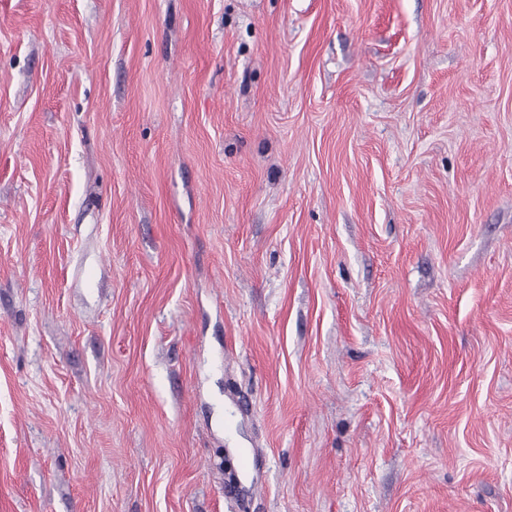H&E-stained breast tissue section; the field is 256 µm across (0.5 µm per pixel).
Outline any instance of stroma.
<instances>
[{
	"mask_svg": "<svg viewBox=\"0 0 512 512\" xmlns=\"http://www.w3.org/2000/svg\"><path fill=\"white\" fill-rule=\"evenodd\" d=\"M0 512H512V0H0Z\"/></svg>",
	"mask_w": 512,
	"mask_h": 512,
	"instance_id": "stroma-1",
	"label": "stroma"
}]
</instances>
